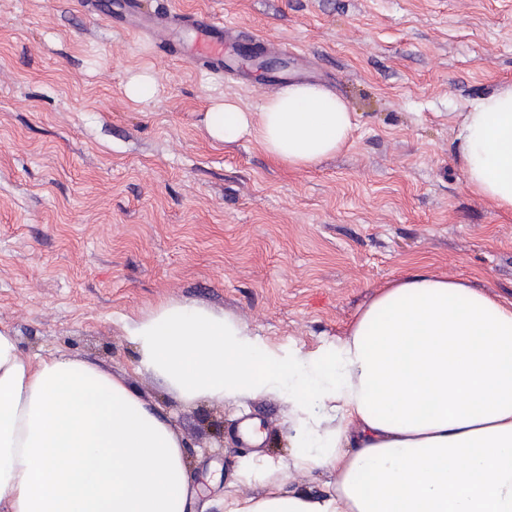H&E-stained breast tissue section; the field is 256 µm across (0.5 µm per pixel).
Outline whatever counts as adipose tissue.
Instances as JSON below:
<instances>
[{
    "label": "adipose tissue",
    "instance_id": "adipose-tissue-1",
    "mask_svg": "<svg viewBox=\"0 0 512 512\" xmlns=\"http://www.w3.org/2000/svg\"><path fill=\"white\" fill-rule=\"evenodd\" d=\"M205 123L213 140L253 137L298 170L343 149L355 116L301 82L254 112L215 102ZM454 143L465 188L512 212V87L463 113ZM127 334L136 371L184 405L286 399L294 466L336 475L326 496L291 494L266 457L254 474L266 494L228 497L225 512H512V300L420 271L385 287L348 338L312 352L179 302ZM195 497L168 415L95 362L23 357L0 326V512H190Z\"/></svg>",
    "mask_w": 512,
    "mask_h": 512
}]
</instances>
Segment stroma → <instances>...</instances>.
<instances>
[{
    "instance_id": "stroma-1",
    "label": "stroma",
    "mask_w": 512,
    "mask_h": 512,
    "mask_svg": "<svg viewBox=\"0 0 512 512\" xmlns=\"http://www.w3.org/2000/svg\"><path fill=\"white\" fill-rule=\"evenodd\" d=\"M139 2L206 11L297 60L206 72L113 27L112 0H0V325L23 356L91 360L176 412L205 512L264 494L243 475L257 454L280 461L285 491L321 496L335 476L293 466L284 399L182 406L135 371L126 325L178 301L313 351L421 266L511 300L512 212L464 189L453 139L474 101L512 85V0ZM140 69L157 90L135 102ZM300 71L354 112L341 153L291 170L253 139L209 136L214 99L254 110ZM247 420L259 447L241 442ZM154 90V78L147 70L132 73L124 86L126 96L137 102L145 100Z\"/></svg>"
}]
</instances>
